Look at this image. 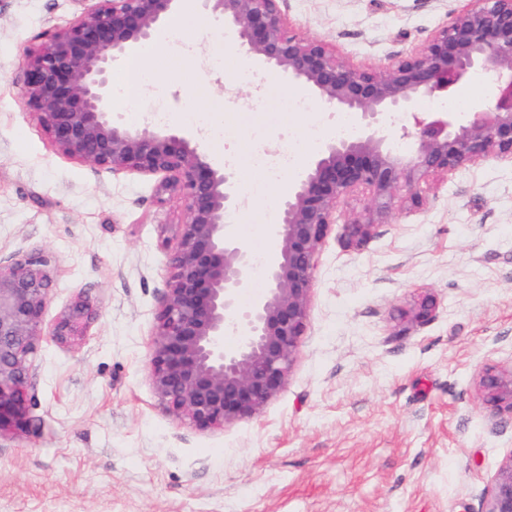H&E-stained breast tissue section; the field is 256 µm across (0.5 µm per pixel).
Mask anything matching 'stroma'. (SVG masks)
<instances>
[{
  "instance_id": "obj_1",
  "label": "stroma",
  "mask_w": 512,
  "mask_h": 512,
  "mask_svg": "<svg viewBox=\"0 0 512 512\" xmlns=\"http://www.w3.org/2000/svg\"><path fill=\"white\" fill-rule=\"evenodd\" d=\"M466 0H280L292 29L359 66L422 48ZM82 0H0V257L51 254L47 319L79 293L99 310L86 344L45 340L34 362L31 428L0 438V512H481L512 451V413L481 394L512 366V162L431 181L360 246L343 226L318 258L308 333L290 380L258 417L199 431L160 406L148 379L168 227L185 203L158 201V177L55 153L22 97L21 57L68 25ZM192 51L154 63L144 100L165 128L231 165L239 203L227 230L257 256L280 201L341 117L259 70L222 16L196 7ZM294 153L274 182L252 154ZM431 298V320L410 312Z\"/></svg>"
}]
</instances>
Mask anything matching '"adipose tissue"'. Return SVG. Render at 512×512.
Segmentation results:
<instances>
[{
    "instance_id": "obj_1",
    "label": "adipose tissue",
    "mask_w": 512,
    "mask_h": 512,
    "mask_svg": "<svg viewBox=\"0 0 512 512\" xmlns=\"http://www.w3.org/2000/svg\"><path fill=\"white\" fill-rule=\"evenodd\" d=\"M190 15L191 12L187 9L177 13L157 41L140 46L130 56L118 87V98L141 94L151 83L155 74L148 64L149 59L165 57L170 53L174 42L185 41Z\"/></svg>"
}]
</instances>
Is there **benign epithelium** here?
<instances>
[{"label":"benign epithelium","mask_w":512,"mask_h":512,"mask_svg":"<svg viewBox=\"0 0 512 512\" xmlns=\"http://www.w3.org/2000/svg\"><path fill=\"white\" fill-rule=\"evenodd\" d=\"M201 2L224 16L235 43L262 69L307 89L325 111L360 120L358 134L326 143L280 202L268 288L246 311L236 300L256 260L226 232L227 214L238 205L233 168L213 166L199 144L176 131L112 121V67L151 39L177 0H96L27 50L21 68L26 109L56 152L114 172L159 175L158 193L184 200L148 377L166 412L207 431L261 413L287 384L309 327L317 259L344 200L366 201L345 224L359 245L392 210L419 207L432 178L489 159L512 161V0H470L451 26L384 67L354 65L330 45L295 33L277 0ZM475 70L492 77L490 107L465 122L454 112L417 118L414 149L390 148L388 114L452 93ZM53 285L52 260L40 252L0 260V437L30 424L33 362L44 336L76 349L96 316L78 297L45 326ZM238 333L242 340L227 348L226 339ZM479 387L512 413V369L483 373ZM482 497L484 512H512V451Z\"/></svg>","instance_id":"benign-epithelium-1"}]
</instances>
